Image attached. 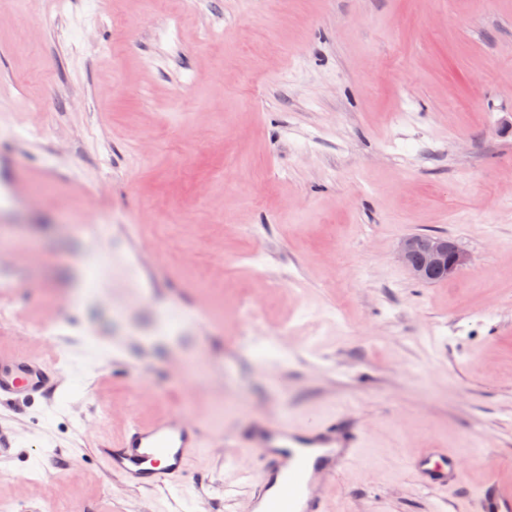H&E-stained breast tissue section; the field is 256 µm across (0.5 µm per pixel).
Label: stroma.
Segmentation results:
<instances>
[{
    "instance_id": "35a3bbf8",
    "label": "stroma",
    "mask_w": 512,
    "mask_h": 512,
    "mask_svg": "<svg viewBox=\"0 0 512 512\" xmlns=\"http://www.w3.org/2000/svg\"><path fill=\"white\" fill-rule=\"evenodd\" d=\"M0 157V350L63 375L0 403L17 512H243L234 436L333 413L366 441L331 512L512 483V0H0ZM414 234L469 265L415 280ZM167 412L199 454L127 486L97 447ZM422 485L448 490L460 481L457 457L445 448H424L412 458Z\"/></svg>"
}]
</instances>
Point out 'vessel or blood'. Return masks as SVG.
Listing matches in <instances>:
<instances>
[{"mask_svg": "<svg viewBox=\"0 0 512 512\" xmlns=\"http://www.w3.org/2000/svg\"><path fill=\"white\" fill-rule=\"evenodd\" d=\"M58 371L43 358L0 354V400L30 401L54 389ZM239 447L256 450L262 478L248 497V512H328L325 485L355 460L364 446L360 429L332 414L305 430L266 428L236 438ZM199 433L182 415L132 423L120 442L100 449L113 474L145 490L174 486L186 459L198 453ZM422 485L448 489L460 481L456 456L444 448H426L412 458ZM478 512H512V491L486 483L477 495Z\"/></svg>", "mask_w": 512, "mask_h": 512, "instance_id": "obj_1", "label": "vessel or blood"}]
</instances>
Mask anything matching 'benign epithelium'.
I'll return each instance as SVG.
<instances>
[{"mask_svg":"<svg viewBox=\"0 0 512 512\" xmlns=\"http://www.w3.org/2000/svg\"><path fill=\"white\" fill-rule=\"evenodd\" d=\"M399 260L421 282L452 278L469 262L468 255L447 237L411 235L398 250Z\"/></svg>","mask_w":512,"mask_h":512,"instance_id":"obj_1","label":"benign epithelium"}]
</instances>
